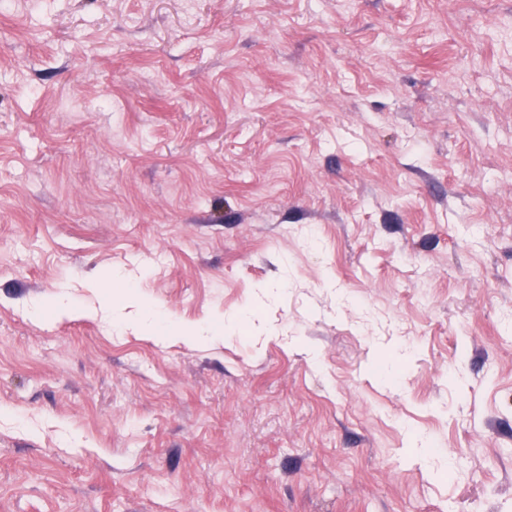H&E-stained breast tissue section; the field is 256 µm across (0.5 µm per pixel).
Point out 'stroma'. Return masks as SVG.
Listing matches in <instances>:
<instances>
[{
  "mask_svg": "<svg viewBox=\"0 0 512 512\" xmlns=\"http://www.w3.org/2000/svg\"><path fill=\"white\" fill-rule=\"evenodd\" d=\"M510 321L512 0H0V512H512Z\"/></svg>",
  "mask_w": 512,
  "mask_h": 512,
  "instance_id": "obj_1",
  "label": "stroma"
}]
</instances>
